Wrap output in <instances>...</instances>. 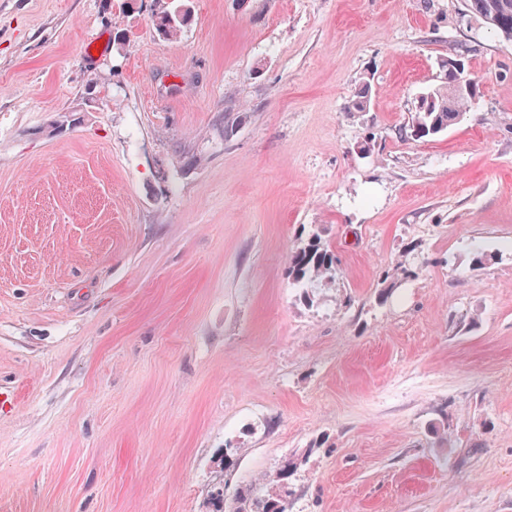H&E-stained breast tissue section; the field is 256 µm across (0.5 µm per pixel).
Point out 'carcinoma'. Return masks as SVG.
I'll return each instance as SVG.
<instances>
[{
    "instance_id": "cac0c4a2",
    "label": "carcinoma",
    "mask_w": 512,
    "mask_h": 512,
    "mask_svg": "<svg viewBox=\"0 0 512 512\" xmlns=\"http://www.w3.org/2000/svg\"><path fill=\"white\" fill-rule=\"evenodd\" d=\"M474 3L481 4L473 12L477 19L494 15L498 17V24L487 25L491 32L501 37L502 29L512 30V0H465L466 10H471ZM189 18V7L180 5L172 10L164 7L157 11L153 15V22L160 33L174 36L187 24ZM423 95L421 105L414 106L411 112L409 126L400 130V135L415 130L420 140L436 137L461 122L472 101L470 97L448 95V87L442 85L423 92ZM371 98V84L364 81L356 89L349 109L365 112L370 107ZM337 269L335 252L318 233L310 234L304 246L291 252L288 258V277L295 286L305 291L336 281ZM296 469L295 460H285L268 480L267 496L258 499L253 497L251 490H244L239 495L236 512H287L285 498L288 497L290 480Z\"/></svg>"
}]
</instances>
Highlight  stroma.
I'll list each match as a JSON object with an SVG mask.
<instances>
[{
	"mask_svg": "<svg viewBox=\"0 0 512 512\" xmlns=\"http://www.w3.org/2000/svg\"><path fill=\"white\" fill-rule=\"evenodd\" d=\"M189 6L0 0V512H234L289 457L288 512H512V41L464 0ZM446 56L478 96L400 138ZM153 18L154 25L160 33L174 36L187 24L190 18V9L187 5L176 6L173 10L164 7L158 10ZM337 269L335 252L318 233L310 234L304 246L291 252L288 258L289 278L307 295L308 288L335 282Z\"/></svg>",
	"mask_w": 512,
	"mask_h": 512,
	"instance_id": "1",
	"label": "stroma"
}]
</instances>
